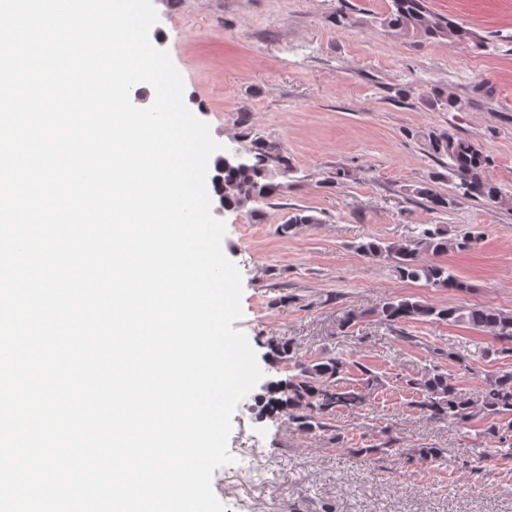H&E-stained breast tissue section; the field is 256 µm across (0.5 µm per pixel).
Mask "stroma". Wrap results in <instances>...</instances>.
Returning a JSON list of instances; mask_svg holds the SVG:
<instances>
[{"label": "stroma", "instance_id": "1", "mask_svg": "<svg viewBox=\"0 0 512 512\" xmlns=\"http://www.w3.org/2000/svg\"><path fill=\"white\" fill-rule=\"evenodd\" d=\"M155 31L197 116L225 150L255 138L288 152L293 173L274 204L217 210L224 254L242 277L234 327L254 350L264 381L287 367L270 337L291 339L298 361L349 357L346 386L370 368L381 388L362 411H339L334 433L301 434L287 419L262 416V384L239 402L212 489L227 512H512V417L460 425L422 416L409 385L439 367L472 395L488 375L512 367L489 333L466 324L408 322L394 331L376 314L387 299L491 306L512 313V207L458 199L430 210L411 187L443 166L423 135L452 129L492 159L489 177L512 195V0H428L430 9L476 32L479 48L408 41L378 22L389 0H347L353 27L336 21V0H153ZM462 111L427 105L431 88ZM348 173L332 183L336 170ZM316 216L288 231L289 212ZM432 224L470 232L468 249L438 256L467 282L448 292L400 278L390 264L358 252L360 242L416 237ZM362 317L347 329L346 312ZM457 353L451 361L449 353ZM378 454L358 456L361 448ZM442 448V460L419 458Z\"/></svg>", "mask_w": 512, "mask_h": 512}]
</instances>
